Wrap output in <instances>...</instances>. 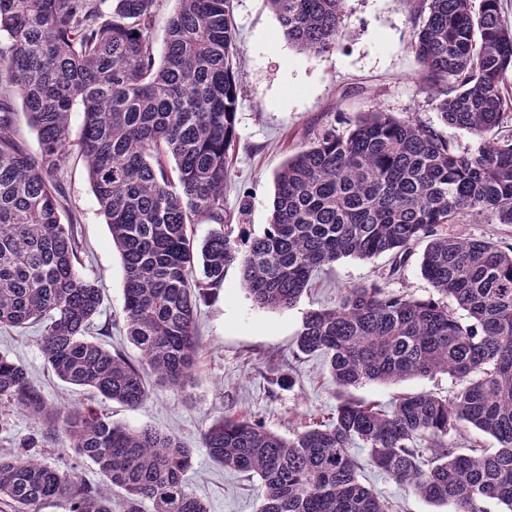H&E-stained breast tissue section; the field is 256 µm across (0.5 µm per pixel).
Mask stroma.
Listing matches in <instances>:
<instances>
[{"label": "stroma", "instance_id": "1", "mask_svg": "<svg viewBox=\"0 0 512 512\" xmlns=\"http://www.w3.org/2000/svg\"><path fill=\"white\" fill-rule=\"evenodd\" d=\"M233 13L243 87L224 192V214L233 233L261 235L271 215L275 176L288 158L324 131L348 134L361 114L386 112L434 128L459 150L479 145V137L442 120L435 93L421 79L422 66L412 48L423 20L418 0H344V36L319 55L300 51L282 37L267 0H233ZM59 178L66 187V208L78 219L79 271L104 289L89 337L138 360L140 352L124 330L121 258L84 159L72 154ZM424 248V243H414L400 263L390 253L368 260L340 259L316 275L295 307L282 310L254 305L238 268L230 267L222 288L198 310L201 347L191 381L179 391L153 386L135 408L57 379L41 352L38 325L0 328V354L26 369L48 403L88 406L118 423L177 435L194 450L185 479L209 512H257L263 496L260 480L212 461L202 446L204 430L224 413L244 412L289 439L334 416L340 398L323 357L296 347L306 312L335 307L346 288L372 283L420 299L432 296L434 289L419 270ZM274 373L292 375L295 385H270L267 378ZM456 389L448 375L438 374L370 382L350 394L387 408L407 395L430 392L448 398ZM362 482L398 504L401 512H435L434 506L373 468H365Z\"/></svg>", "mask_w": 512, "mask_h": 512}]
</instances>
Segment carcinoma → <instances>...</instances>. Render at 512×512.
Instances as JSON below:
<instances>
[{
    "label": "carcinoma",
    "mask_w": 512,
    "mask_h": 512,
    "mask_svg": "<svg viewBox=\"0 0 512 512\" xmlns=\"http://www.w3.org/2000/svg\"><path fill=\"white\" fill-rule=\"evenodd\" d=\"M156 2L0 0V327L41 323L40 348L60 381L133 408L152 385L177 391L192 378L198 305L229 267H239L255 305L290 309L338 259L404 256L424 241L420 272L437 297L349 288L337 306L306 313L296 345L323 356L341 389L443 373L458 384L451 398L417 393L388 411L344 399L329 423L288 440L250 415H225L202 446L261 480L258 512H397L362 484L359 445L368 465L431 505L485 512L496 500L512 512V247L440 231L468 218L512 224V138L460 151L433 128L371 113L348 135L326 131L288 159L266 230L241 246L224 219L241 94L233 0H180L159 61ZM269 2L302 51L327 52L342 38L343 0ZM422 8L413 50L443 120L479 136L502 125L512 108L502 91L512 30L500 0ZM16 98L37 132L36 154L17 139ZM75 151L121 256L136 362L86 338L103 288L80 275L76 224L62 223L57 173ZM200 218L214 228L197 243ZM0 405L45 425L41 438L0 454V501L12 512L46 502L66 512H143L148 503L152 512H208L185 481L194 449L177 436L90 407L51 406L5 355ZM462 428L498 447L454 446ZM58 435L73 462L51 465L32 452ZM84 461L100 484L78 477Z\"/></svg>",
    "instance_id": "1"
}]
</instances>
